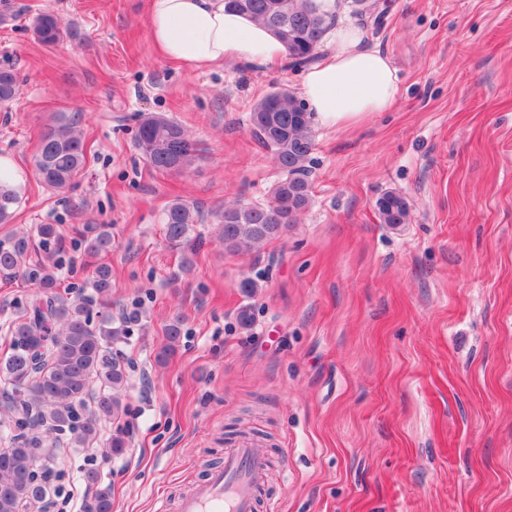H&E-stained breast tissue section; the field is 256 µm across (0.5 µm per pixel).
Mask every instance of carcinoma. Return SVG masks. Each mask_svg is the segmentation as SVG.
Here are the masks:
<instances>
[{
  "mask_svg": "<svg viewBox=\"0 0 512 512\" xmlns=\"http://www.w3.org/2000/svg\"><path fill=\"white\" fill-rule=\"evenodd\" d=\"M224 9L246 14L270 29L283 43L294 65L305 67L318 59L317 48L335 15L320 0H224ZM33 32L45 46L63 40L66 30L54 14L43 13ZM19 93L14 69L0 68V105L8 107ZM78 112H57L42 135L34 157L39 178L50 188L65 190L86 165V142ZM252 134L273 156L283 177L263 205L236 204L218 214L225 249L236 252L258 248L278 238L296 223L310 203L307 163L314 147L312 119L304 102L286 88H277L257 101L250 112ZM137 148L157 170L180 173L200 157L199 143L176 121L145 117L138 126ZM21 196L0 189V224H10ZM382 224L408 223L405 197L387 191L376 200ZM198 212L177 201L164 213V236L169 245L195 252L191 239ZM46 262L28 272L42 296L24 307L8 326L11 352L0 360V512H44L53 490L52 463L62 448H83L99 440L100 427L115 425L103 444L109 458L123 455L130 443L120 425L122 394L128 384L129 360L120 345L140 323L132 310L115 320L107 307L112 292V269L95 267L85 287L93 295L70 297L57 291L61 267L60 236L54 224L37 228ZM75 241L89 258L112 251V225L84 224L75 229ZM29 241L24 235L0 237V277L10 280L23 270ZM175 350L181 323L166 327ZM84 482L94 488L88 512H112V490L101 484L100 473L84 471Z\"/></svg>",
  "mask_w": 512,
  "mask_h": 512,
  "instance_id": "1",
  "label": "carcinoma"
}]
</instances>
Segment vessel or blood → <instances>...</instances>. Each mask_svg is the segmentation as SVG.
I'll list each match as a JSON object with an SVG mask.
<instances>
[{
  "label": "vessel or blood",
  "mask_w": 512,
  "mask_h": 512,
  "mask_svg": "<svg viewBox=\"0 0 512 512\" xmlns=\"http://www.w3.org/2000/svg\"><path fill=\"white\" fill-rule=\"evenodd\" d=\"M264 491L256 447L242 440L226 451L222 468L179 499L177 512H256Z\"/></svg>",
  "instance_id": "vessel-or-blood-1"
}]
</instances>
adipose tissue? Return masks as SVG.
Here are the masks:
<instances>
[{
  "mask_svg": "<svg viewBox=\"0 0 512 512\" xmlns=\"http://www.w3.org/2000/svg\"><path fill=\"white\" fill-rule=\"evenodd\" d=\"M148 30L165 58L195 69L227 62L253 71L292 64L268 28L225 11L224 0H150ZM364 40L359 28L339 23L330 33L331 53L302 70V99L318 125L356 124L396 102L395 68Z\"/></svg>",
  "mask_w": 512,
  "mask_h": 512,
  "instance_id": "ef3b65f1",
  "label": "adipose tissue"
}]
</instances>
